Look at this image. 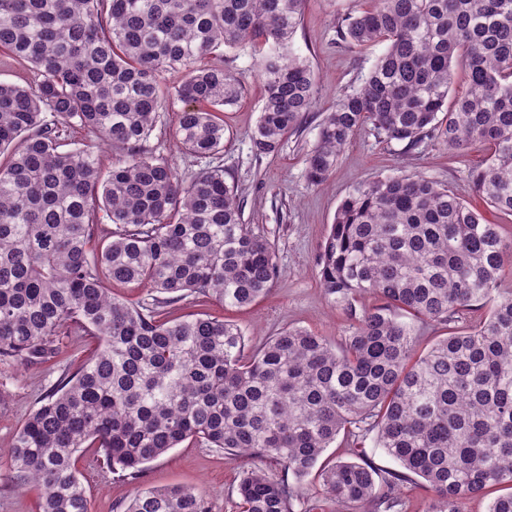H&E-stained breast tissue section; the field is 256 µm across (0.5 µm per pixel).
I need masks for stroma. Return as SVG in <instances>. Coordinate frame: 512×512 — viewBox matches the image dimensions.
<instances>
[{
    "instance_id": "stroma-1",
    "label": "stroma",
    "mask_w": 512,
    "mask_h": 512,
    "mask_svg": "<svg viewBox=\"0 0 512 512\" xmlns=\"http://www.w3.org/2000/svg\"><path fill=\"white\" fill-rule=\"evenodd\" d=\"M350 8V0H308L292 48L314 69L318 95L277 154L255 156L249 141L262 106L258 48L225 52L224 65L241 73L243 92L239 103L224 112V150L209 163L222 167L226 182L235 186L245 223L273 243L277 277L269 295L251 306L227 309L214 300L188 299L172 305V315L204 312L232 321L252 347L288 327L340 342L350 318L321 288L318 261L336 210L353 187L378 175L416 174L447 185L465 201H474L469 172L483 160L482 151L472 149L461 156L442 147L421 146L406 152L400 144L380 142L366 129L352 140L323 184L308 181L305 156L317 141L324 113L340 94L361 85L385 50L381 44L354 48L337 41L336 26ZM176 124V112L165 113L146 147L177 170H197L199 161L185 154L174 139ZM56 344L59 355L44 364L0 361V448L11 446L41 397L84 363L97 339L71 330L58 336ZM266 466L259 458L234 461L221 450L185 443L150 462L134 483L112 473L93 454L76 463L90 495L91 512H119V505L127 503L136 489L172 486L206 490L213 512H237L234 487L240 473ZM37 504V489L17 483L8 459L0 458V512H36Z\"/></svg>"
}]
</instances>
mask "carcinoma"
Segmentation results:
<instances>
[{
    "label": "carcinoma",
    "mask_w": 512,
    "mask_h": 512,
    "mask_svg": "<svg viewBox=\"0 0 512 512\" xmlns=\"http://www.w3.org/2000/svg\"><path fill=\"white\" fill-rule=\"evenodd\" d=\"M306 0H0V51L42 76L0 81V357L44 363L76 327L99 338L25 419L7 456L40 488L38 512H91L76 461L95 450L135 481L189 440L260 457L283 474L242 471L243 512H404L401 488L432 493L427 512H468L488 488L512 512V293L498 285L512 238L448 186L416 175L359 182L320 255V285L354 317L338 344L288 328L256 349L235 324L162 308L214 298L254 303L277 275L275 250L244 223L218 167L179 173L145 148L177 102L176 137L210 158L224 150L220 112L240 99L224 50L258 39L264 83L249 135L277 152L316 99L292 49ZM352 46L386 44L361 87L324 114L306 157L322 184L368 127L411 150L481 148L474 191L512 216V0H353L337 30ZM462 69L466 90L451 95ZM179 72L177 84L165 75ZM78 126L123 152L109 171L93 148H64ZM112 227L95 235L100 213ZM114 285L150 288L130 302ZM444 335L419 349L420 325ZM343 436L353 460L322 457ZM373 437L399 469L364 459ZM294 482H289V479ZM122 512H212L191 487L146 488Z\"/></svg>",
    "instance_id": "1"
}]
</instances>
